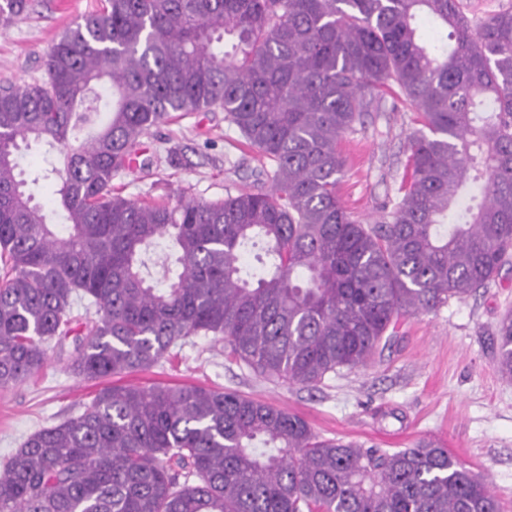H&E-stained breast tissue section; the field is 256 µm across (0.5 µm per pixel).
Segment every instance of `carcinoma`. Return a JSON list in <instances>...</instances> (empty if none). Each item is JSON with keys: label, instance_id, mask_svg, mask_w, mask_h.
Instances as JSON below:
<instances>
[{"label": "carcinoma", "instance_id": "obj_1", "mask_svg": "<svg viewBox=\"0 0 512 512\" xmlns=\"http://www.w3.org/2000/svg\"><path fill=\"white\" fill-rule=\"evenodd\" d=\"M26 8L0 0V23ZM44 73L0 86V388L43 370L83 300L96 308L74 340L85 379L147 371L203 335L266 380L315 388L367 368L400 318L487 287L512 254L509 8L477 22L459 0H104ZM386 94L423 129L407 139L402 198L366 224L338 194L340 144ZM203 109L239 131L260 164L253 187L174 205L112 191L152 128ZM31 139L63 156L41 178L56 181L64 233L17 172ZM170 244L180 270L161 261L160 286L147 260ZM494 340L512 382L511 310ZM0 512L501 504L439 441L390 453L237 392L112 383L0 463Z\"/></svg>", "mask_w": 512, "mask_h": 512}]
</instances>
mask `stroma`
Listing matches in <instances>:
<instances>
[{"mask_svg":"<svg viewBox=\"0 0 512 512\" xmlns=\"http://www.w3.org/2000/svg\"><path fill=\"white\" fill-rule=\"evenodd\" d=\"M103 0H29L26 15L0 29V85H27L44 76L43 59L62 34ZM409 106L384 98L341 147L349 171L340 185L344 205L364 222L381 220L398 201L404 145L413 132ZM222 110L190 112L153 128L136 170L115 177V192L132 199H223L255 183L259 166L239 144ZM512 310V261L496 280L436 313L411 316L391 347L361 371L328 376L307 389L267 381L224 357L210 336L187 340L177 357L122 376L132 385L192 384L234 391L304 417L326 438L389 451L438 440L467 466L487 475L503 512H512V382L496 373L490 336ZM73 340L49 347L43 371L0 388V459L34 431L82 412L101 384L71 367Z\"/></svg>","mask_w":512,"mask_h":512,"instance_id":"stroma-1","label":"stroma"}]
</instances>
